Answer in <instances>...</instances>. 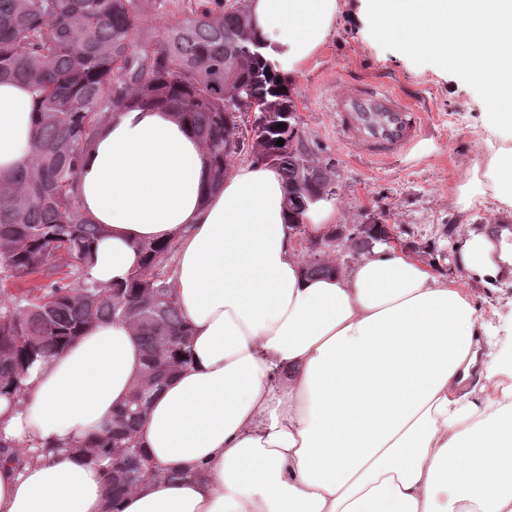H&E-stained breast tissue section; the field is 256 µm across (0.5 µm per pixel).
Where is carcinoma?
Instances as JSON below:
<instances>
[{
    "label": "carcinoma",
    "mask_w": 512,
    "mask_h": 512,
    "mask_svg": "<svg viewBox=\"0 0 512 512\" xmlns=\"http://www.w3.org/2000/svg\"><path fill=\"white\" fill-rule=\"evenodd\" d=\"M163 8L164 0H0V81L26 84L38 106L33 152L0 183V280L23 284L0 299V396L19 393L25 369L56 355L83 327L131 323L144 370L128 403L85 446L109 461L115 493L142 480L136 425L147 393L185 363L187 335L163 266L171 246L142 245L146 263L123 285L85 277L104 229L83 212L77 180L104 121L134 108L172 109L210 154L216 188L234 156L224 142L239 137L224 101L246 88L273 115L252 128L251 148L260 161L275 157L295 226L327 181L325 168L292 144L294 101L268 65L246 6L195 0L190 13L157 30L149 19ZM59 254L74 269L61 272Z\"/></svg>",
    "instance_id": "carcinoma-1"
}]
</instances>
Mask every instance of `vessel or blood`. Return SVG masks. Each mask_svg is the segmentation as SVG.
Masks as SVG:
<instances>
[{
	"label": "vessel or blood",
	"mask_w": 512,
	"mask_h": 512,
	"mask_svg": "<svg viewBox=\"0 0 512 512\" xmlns=\"http://www.w3.org/2000/svg\"><path fill=\"white\" fill-rule=\"evenodd\" d=\"M327 90L338 138L373 163L407 154L424 134L422 113L393 88L339 77Z\"/></svg>",
	"instance_id": "1"
}]
</instances>
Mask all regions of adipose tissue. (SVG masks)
Here are the masks:
<instances>
[{"instance_id": "obj_1", "label": "adipose tissue", "mask_w": 512, "mask_h": 512, "mask_svg": "<svg viewBox=\"0 0 512 512\" xmlns=\"http://www.w3.org/2000/svg\"><path fill=\"white\" fill-rule=\"evenodd\" d=\"M380 37L497 86L483 126L498 140L456 204L512 207V0H365ZM338 0H248L263 54L298 74ZM34 100L0 83V181L29 158ZM210 159L167 110L114 114L78 176L105 232L90 280L126 281L141 245L176 251L188 362L150 392L137 430L158 471L107 499L108 462L79 449L131 397L144 363L131 325L85 328L0 397V442L35 452L0 466V512H512V317L484 326L456 282L402 249L307 275L280 174L254 162L211 188ZM459 263L487 286L512 244L470 232ZM483 378L479 400L464 391ZM169 470L182 472L166 479Z\"/></svg>"}]
</instances>
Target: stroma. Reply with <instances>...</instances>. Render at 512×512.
Segmentation results:
<instances>
[{
  "mask_svg": "<svg viewBox=\"0 0 512 512\" xmlns=\"http://www.w3.org/2000/svg\"><path fill=\"white\" fill-rule=\"evenodd\" d=\"M338 2L336 22L324 43L289 83L300 137L315 160L330 164L337 191L329 201L335 223L297 234V251L307 257L323 238L341 234L344 243L327 249L325 257L337 267H350L373 251L356 249L347 240L349 232L354 225L380 220L393 229L397 247L459 283L481 322L496 323L512 314V279L488 288L457 259L468 232H484L492 224L512 225V209L500 206L492 195L479 198L466 215L455 204L459 186L487 156L481 142L485 95L461 73L426 57H406L379 39L364 0ZM338 75L384 83L418 100L427 114L425 136L404 157L382 167L355 156L337 138L328 110L325 82Z\"/></svg>",
  "mask_w": 512,
  "mask_h": 512,
  "instance_id": "stroma-1",
  "label": "stroma"
}]
</instances>
